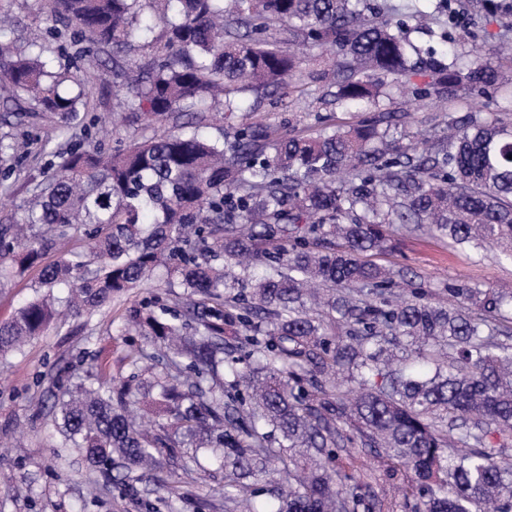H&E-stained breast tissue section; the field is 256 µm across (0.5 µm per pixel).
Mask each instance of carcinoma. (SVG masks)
<instances>
[{"label": "carcinoma", "mask_w": 512, "mask_h": 512, "mask_svg": "<svg viewBox=\"0 0 512 512\" xmlns=\"http://www.w3.org/2000/svg\"><path fill=\"white\" fill-rule=\"evenodd\" d=\"M45 2L73 27L75 58L55 69L46 37L0 39V100L27 101L52 140L91 102L76 59L94 50L112 58L119 111L152 134L110 151L71 145L0 221V273L38 266L40 287L68 290L1 321L0 356L43 335L56 303L91 316L161 268L183 288L171 320L150 301L124 315L163 345L127 355L151 374L142 397L119 374L74 383L48 407L93 482L130 489L182 448H210L226 506L266 496L273 512H392L343 456L367 448L406 473L407 512H512V293L461 283L446 301L405 296L398 273L369 259L413 224L512 260V124L475 110L404 146L386 108L402 84L451 101L497 81L494 58L422 49L404 19L429 29L466 15L483 32L499 18L507 42L512 0H447L434 13L419 0ZM146 4L163 29L131 68L136 37L153 32ZM302 46L323 64L308 74L320 100L366 116L338 126L318 114L308 133L239 121L257 111L247 94L304 93ZM29 146L1 135L0 158ZM78 232L88 253L42 264ZM137 405L159 430L133 418Z\"/></svg>", "instance_id": "obj_1"}]
</instances>
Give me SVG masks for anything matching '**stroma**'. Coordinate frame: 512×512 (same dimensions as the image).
I'll return each mask as SVG.
<instances>
[{
	"mask_svg": "<svg viewBox=\"0 0 512 512\" xmlns=\"http://www.w3.org/2000/svg\"><path fill=\"white\" fill-rule=\"evenodd\" d=\"M0 8L8 10L14 20L12 38L25 39L32 30L53 28L50 16L41 12L38 0H0ZM412 40L439 50L446 49L448 39H455L459 52L479 45L486 54L497 57L499 80L480 97L483 113L502 115L512 99V41L499 42L488 37L472 36L466 23L434 27L432 32H411ZM398 112L397 134L409 143L421 129L444 128L449 116H461L468 110L467 100L452 105L429 99L418 100L411 114H404L401 102L391 105ZM335 114L337 122L348 121L344 112L334 111L316 95L293 96L283 100L263 99L258 114L278 122L292 119L298 128L314 129L316 114ZM46 124L39 119H26L22 130L30 141L31 154L20 162L15 178L16 190L6 201L14 209L27 200L30 186L40 183L49 172L54 154L66 148V138L54 141L42 150ZM392 251L378 255L377 263L403 271L406 288L439 290L446 284L466 283L479 288H493L512 293V262L498 258L494 252L476 254L456 249L447 238L426 229L409 230L396 226ZM38 273L0 283V320L10 317L23 301L40 295ZM158 295L170 301L167 288H139L113 301L110 307L92 317H70L62 331L48 330L45 335L27 343L22 352L0 360V474L9 476V485H0V512H224V479L214 472L205 482L187 475L189 460L173 464L171 470L157 471L137 483L135 491L114 488L103 493L90 492L87 466L73 448L60 447V434L51 418L43 413L42 402L51 388L52 378L61 369L71 376L84 375L89 363L103 370H121L131 375L123 359L133 349L147 346L145 337L125 335L123 316L126 309L142 299ZM179 479L176 498H168L161 481Z\"/></svg>",
	"mask_w": 512,
	"mask_h": 512,
	"instance_id": "obj_1",
	"label": "stroma"
}]
</instances>
